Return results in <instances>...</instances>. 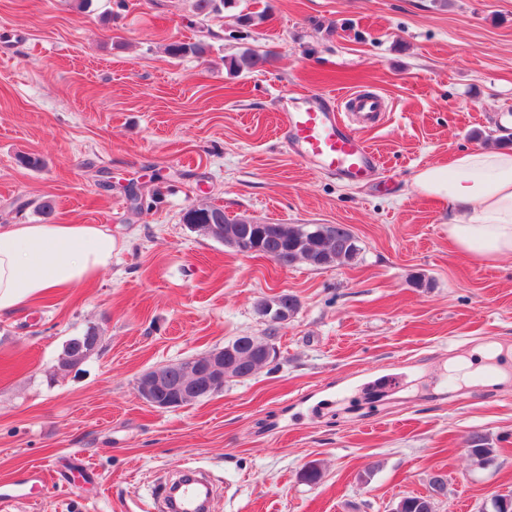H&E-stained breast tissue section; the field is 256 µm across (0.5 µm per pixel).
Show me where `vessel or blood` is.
<instances>
[{
	"mask_svg": "<svg viewBox=\"0 0 512 512\" xmlns=\"http://www.w3.org/2000/svg\"><path fill=\"white\" fill-rule=\"evenodd\" d=\"M343 101L367 120L379 117L384 110V101L377 94L356 91L344 95ZM277 128L290 140L296 156L316 161L329 174L358 179L380 162L361 134L342 120L331 97L318 93L303 96L295 110L278 113ZM46 476L44 468L29 470L19 482L0 492V503L31 498L33 490L43 486ZM177 494L175 512H200L202 491L196 482L183 484Z\"/></svg>",
	"mask_w": 512,
	"mask_h": 512,
	"instance_id": "1",
	"label": "vessel or blood"
}]
</instances>
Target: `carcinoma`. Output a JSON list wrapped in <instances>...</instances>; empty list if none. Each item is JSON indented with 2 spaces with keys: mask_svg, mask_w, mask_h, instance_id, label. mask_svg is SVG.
Listing matches in <instances>:
<instances>
[{
  "mask_svg": "<svg viewBox=\"0 0 512 512\" xmlns=\"http://www.w3.org/2000/svg\"><path fill=\"white\" fill-rule=\"evenodd\" d=\"M232 0H193L192 7L195 14L209 17L220 14ZM167 51L174 58L192 54L201 56L206 52V45L202 42L184 43L172 42ZM270 62L265 54L247 50L230 58L227 65L230 71L240 73L257 68ZM185 224H235L237 220L224 215V209L213 205H191L183 213ZM277 234L266 237L262 241V248L271 256V260L281 267L290 268L297 263L309 262L316 269L322 268L317 263L318 257L330 260V266L344 264L352 261L359 252L358 240L349 228L342 224H278ZM288 306L289 314L293 315L299 308L297 298L282 293L269 300L257 304L259 314L268 319L271 327L278 323L269 318V315ZM101 333L94 327L88 328L84 335L68 341L62 356L59 358L63 367H76L101 348ZM224 348L232 349L237 361L229 377L233 380H244L252 377L258 370L267 365V361L260 358L265 351H276L274 337L239 336L224 344ZM469 454L482 466H488L495 460L494 449L485 446L479 435L468 439ZM447 479L443 474H435L429 481V494L410 495L402 497L396 504L394 512H435V498L445 490Z\"/></svg>",
  "mask_w": 512,
  "mask_h": 512,
  "instance_id": "carcinoma-1",
  "label": "carcinoma"
}]
</instances>
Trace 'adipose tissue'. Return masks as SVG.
Returning a JSON list of instances; mask_svg holds the SVG:
<instances>
[{"instance_id": "ef3b65f1", "label": "adipose tissue", "mask_w": 512, "mask_h": 512, "mask_svg": "<svg viewBox=\"0 0 512 512\" xmlns=\"http://www.w3.org/2000/svg\"><path fill=\"white\" fill-rule=\"evenodd\" d=\"M414 191L453 204L448 239L492 262L512 256V149L465 150L420 169ZM112 264V236L97 224L0 226V317L98 278Z\"/></svg>"}]
</instances>
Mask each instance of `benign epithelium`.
<instances>
[{
    "mask_svg": "<svg viewBox=\"0 0 512 512\" xmlns=\"http://www.w3.org/2000/svg\"><path fill=\"white\" fill-rule=\"evenodd\" d=\"M209 232L217 239L229 243L245 255L257 252L256 244L249 240L250 230L237 233H224V225L210 224ZM231 367L224 366V352L211 351L195 358L193 370L184 386H173L169 376L162 369L155 367L141 375L137 390L140 397L149 405L159 409H170L182 405L188 399L208 397L224 387V380Z\"/></svg>",
    "mask_w": 512,
    "mask_h": 512,
    "instance_id": "obj_1",
    "label": "benign epithelium"
}]
</instances>
